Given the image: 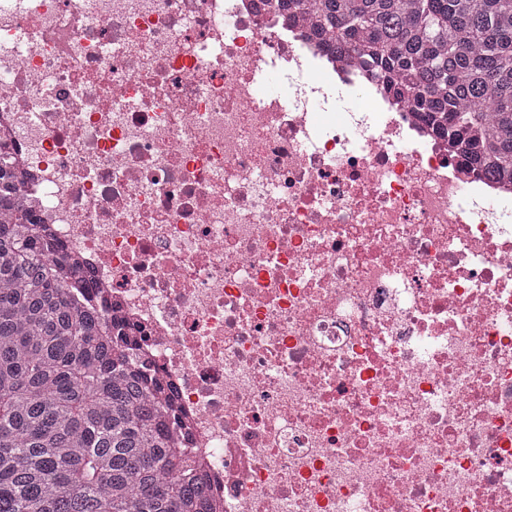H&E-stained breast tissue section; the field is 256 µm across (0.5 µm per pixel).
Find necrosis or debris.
Segmentation results:
<instances>
[{
	"instance_id": "4bbe7bcc",
	"label": "necrosis or debris",
	"mask_w": 512,
	"mask_h": 512,
	"mask_svg": "<svg viewBox=\"0 0 512 512\" xmlns=\"http://www.w3.org/2000/svg\"><path fill=\"white\" fill-rule=\"evenodd\" d=\"M259 3L0 0L20 202L213 512H512V187Z\"/></svg>"
}]
</instances>
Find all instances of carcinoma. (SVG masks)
<instances>
[{"mask_svg":"<svg viewBox=\"0 0 512 512\" xmlns=\"http://www.w3.org/2000/svg\"><path fill=\"white\" fill-rule=\"evenodd\" d=\"M406 100L473 168L512 182V0H276ZM0 158V512H207L162 387L86 301L84 270L15 205Z\"/></svg>","mask_w":512,"mask_h":512,"instance_id":"cac0c4a2","label":"carcinoma"}]
</instances>
